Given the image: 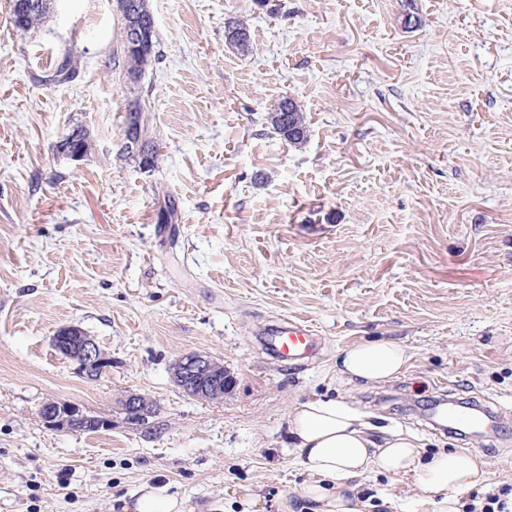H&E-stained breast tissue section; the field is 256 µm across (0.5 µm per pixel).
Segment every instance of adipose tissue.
I'll use <instances>...</instances> for the list:
<instances>
[{
    "instance_id": "ef3b65f1",
    "label": "adipose tissue",
    "mask_w": 512,
    "mask_h": 512,
    "mask_svg": "<svg viewBox=\"0 0 512 512\" xmlns=\"http://www.w3.org/2000/svg\"><path fill=\"white\" fill-rule=\"evenodd\" d=\"M410 356L387 339L356 343L336 362L351 382L381 386L402 376ZM290 433L306 474L302 497L307 512H361L356 479L371 472L411 476L420 490L438 495L442 512H457L459 494L482 480L487 462L466 451L423 457L420 443L400 431L376 438L363 416L346 403L311 399L293 410Z\"/></svg>"
}]
</instances>
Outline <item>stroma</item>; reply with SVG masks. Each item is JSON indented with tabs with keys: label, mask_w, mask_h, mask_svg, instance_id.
Returning <instances> with one entry per match:
<instances>
[{
	"label": "stroma",
	"mask_w": 512,
	"mask_h": 512,
	"mask_svg": "<svg viewBox=\"0 0 512 512\" xmlns=\"http://www.w3.org/2000/svg\"><path fill=\"white\" fill-rule=\"evenodd\" d=\"M275 2L149 0L158 54L133 84L116 0H54L22 35L0 0V512H123L145 483L190 512L296 510L289 416L313 397L425 454L485 456L460 503L512 494V0ZM231 18L247 54L224 43ZM68 48L73 80L40 83ZM283 97L304 144L266 121ZM133 102L149 173L121 152ZM77 124L91 149L73 161L56 146ZM287 317L321 339L300 365L257 340ZM69 325L111 358L98 380L55 349ZM373 338L407 349L406 376L340 378L337 355ZM191 351L233 376L223 400L176 386ZM131 393L158 413L128 421ZM448 393L504 406L498 430L435 429L417 406ZM48 400L108 426L50 428ZM361 483L365 512H439L408 478Z\"/></svg>",
	"instance_id": "obj_1"
}]
</instances>
